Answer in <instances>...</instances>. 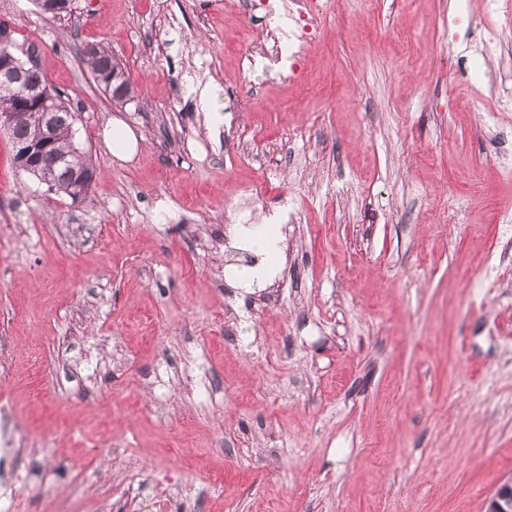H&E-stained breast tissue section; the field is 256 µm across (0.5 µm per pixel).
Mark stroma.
I'll use <instances>...</instances> for the list:
<instances>
[{
    "label": "stroma",
    "mask_w": 512,
    "mask_h": 512,
    "mask_svg": "<svg viewBox=\"0 0 512 512\" xmlns=\"http://www.w3.org/2000/svg\"><path fill=\"white\" fill-rule=\"evenodd\" d=\"M0 21L95 169L87 200L47 192L0 132V396L22 419L0 512H484L512 478L500 0H332L284 71L225 0H0ZM114 117L130 159L96 136ZM243 204L300 215L248 285ZM86 51L89 54H96L97 51V57L88 56L83 52L84 60L87 62L94 79L97 81L98 78V82L104 87L106 93L110 95L112 99L122 101L126 100L131 94V86L120 63L112 56L111 53L102 47L96 50L95 47L88 46ZM102 60L110 61L111 63L113 61V65H117L119 68V74L117 70L113 71V65L111 66V64H106L98 73V76H96L100 66V61ZM119 75L121 76V81H124L129 88L125 84L117 81Z\"/></svg>",
    "instance_id": "35a3bbf8"
}]
</instances>
